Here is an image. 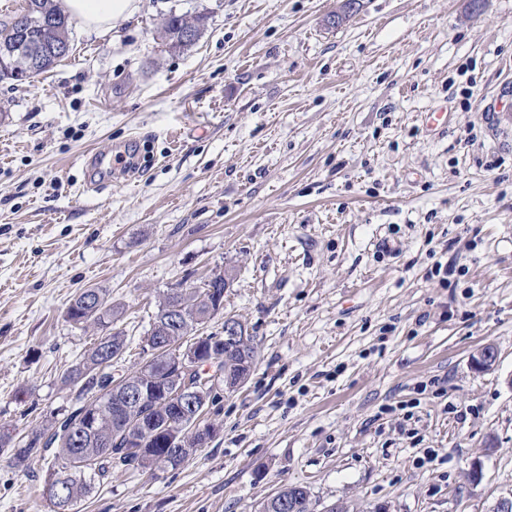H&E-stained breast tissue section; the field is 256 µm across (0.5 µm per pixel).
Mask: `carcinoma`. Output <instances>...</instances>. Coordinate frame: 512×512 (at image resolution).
<instances>
[{
	"mask_svg": "<svg viewBox=\"0 0 512 512\" xmlns=\"http://www.w3.org/2000/svg\"><path fill=\"white\" fill-rule=\"evenodd\" d=\"M35 5V15L46 17L54 24L31 28L29 40L49 48L69 39L72 21L57 5V0H35ZM188 17L187 13L172 12L162 23L161 37L174 51L188 48L182 42L183 26L187 25ZM211 286L217 289L222 300L229 278L224 273H215L199 286L181 289L183 318L178 326L166 319L170 301L169 297H164L143 346V353L147 355L144 368L117 378L104 371V359L100 355L101 351L108 350L114 359L126 348L125 334L112 328L117 311L98 288L84 289L72 298L66 311L67 319L75 324L94 326L102 332L82 363L64 375L67 382L82 383L81 391L90 395L89 404L65 415L66 423L61 424L56 419L34 432L26 443L11 449V463L16 468L25 467L34 454L51 456L46 484L62 481L59 496L51 499L55 512H78V505L92 493L95 481L103 480L111 473L117 453L126 450L134 458L136 468L155 471L176 469L204 447L202 438L211 436L210 427L197 429L195 435L190 433L172 409L161 403V396L151 393L142 406L129 409L121 408L118 401L128 388L141 386L149 391L159 390L171 382L168 369L178 351H193L202 359L213 353L223 357V382L217 387L206 385L209 406L214 404L220 392L234 391L245 382L257 358L254 343L237 348L225 345L217 335H196L197 328L211 318V312L220 309L219 299L207 300V290ZM157 337L163 340L167 350L156 355L152 353V344ZM89 415L94 416L96 422L90 433L84 430ZM141 421L150 425L148 432L141 435L139 441L127 444L126 429ZM174 436L182 442L176 450L168 446V439ZM288 499L297 504L295 512H315L310 490L299 485L281 487L261 503L260 512H285L282 504Z\"/></svg>",
	"mask_w": 512,
	"mask_h": 512,
	"instance_id": "cac0c4a2",
	"label": "carcinoma"
}]
</instances>
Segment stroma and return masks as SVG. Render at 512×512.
Returning <instances> with one entry per match:
<instances>
[{
  "label": "stroma",
  "mask_w": 512,
  "mask_h": 512,
  "mask_svg": "<svg viewBox=\"0 0 512 512\" xmlns=\"http://www.w3.org/2000/svg\"><path fill=\"white\" fill-rule=\"evenodd\" d=\"M340 3L140 0L0 80V428L18 441L77 404L63 377L99 332L65 313L85 288L119 310L117 376L161 297L215 271L201 335L233 316L258 345L196 455L113 467L80 512H257L288 484L354 512L512 494V0H359L328 25ZM172 11L208 17L181 52L158 33ZM113 146L138 166L85 191V155ZM46 470L0 451V512H53Z\"/></svg>",
  "instance_id": "1"
}]
</instances>
